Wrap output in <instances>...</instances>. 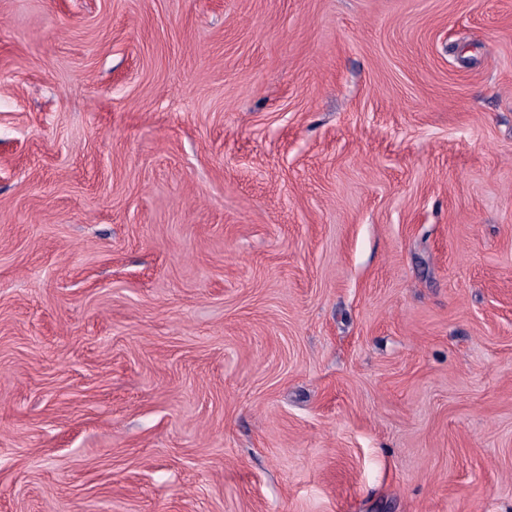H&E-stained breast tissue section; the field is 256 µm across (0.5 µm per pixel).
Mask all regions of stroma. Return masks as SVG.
Segmentation results:
<instances>
[{
	"instance_id": "35a3bbf8",
	"label": "stroma",
	"mask_w": 512,
	"mask_h": 512,
	"mask_svg": "<svg viewBox=\"0 0 512 512\" xmlns=\"http://www.w3.org/2000/svg\"><path fill=\"white\" fill-rule=\"evenodd\" d=\"M0 512H512V0H0Z\"/></svg>"
}]
</instances>
